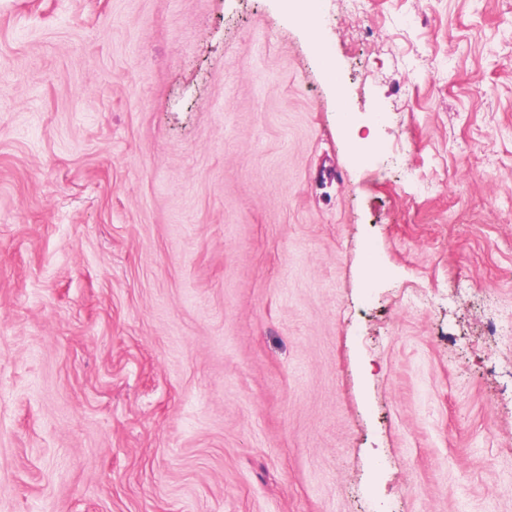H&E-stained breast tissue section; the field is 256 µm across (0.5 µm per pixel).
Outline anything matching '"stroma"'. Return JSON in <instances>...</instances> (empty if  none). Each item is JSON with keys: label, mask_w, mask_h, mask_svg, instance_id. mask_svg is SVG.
Here are the masks:
<instances>
[{"label": "stroma", "mask_w": 512, "mask_h": 512, "mask_svg": "<svg viewBox=\"0 0 512 512\" xmlns=\"http://www.w3.org/2000/svg\"><path fill=\"white\" fill-rule=\"evenodd\" d=\"M494 313L512 0H0V512H512Z\"/></svg>", "instance_id": "1"}]
</instances>
